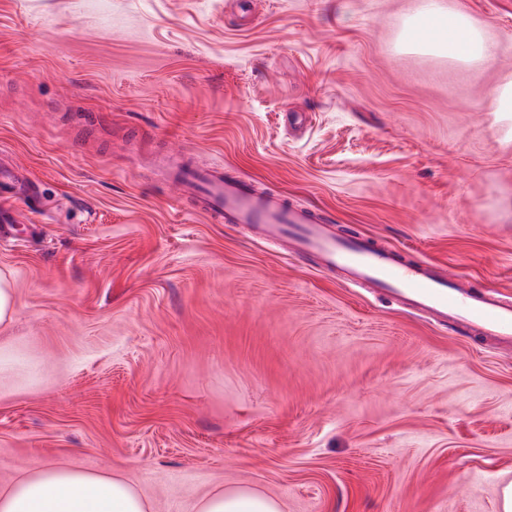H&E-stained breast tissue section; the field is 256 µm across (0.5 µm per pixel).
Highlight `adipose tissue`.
<instances>
[{"label":"adipose tissue","mask_w":512,"mask_h":512,"mask_svg":"<svg viewBox=\"0 0 512 512\" xmlns=\"http://www.w3.org/2000/svg\"><path fill=\"white\" fill-rule=\"evenodd\" d=\"M406 47L466 62L489 52L480 32L459 12L423 10L405 29ZM0 512H150V505L118 474L48 463L0 488ZM193 512H283L275 498L247 488H217Z\"/></svg>","instance_id":"ef3b65f1"}]
</instances>
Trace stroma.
<instances>
[{"label":"stroma","instance_id":"obj_1","mask_svg":"<svg viewBox=\"0 0 512 512\" xmlns=\"http://www.w3.org/2000/svg\"><path fill=\"white\" fill-rule=\"evenodd\" d=\"M426 0H0V152L41 205L0 273V487L49 462L152 512H499L512 347L451 333L207 221L221 164L337 229L512 297V0H436L492 48L398 47ZM14 314L13 288L10 280L0 274V325L11 322ZM192 512H283L282 504L247 488H217L199 499Z\"/></svg>","mask_w":512,"mask_h":512}]
</instances>
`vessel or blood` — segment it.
<instances>
[{
	"label": "vessel or blood",
	"instance_id": "b4317fda",
	"mask_svg": "<svg viewBox=\"0 0 512 512\" xmlns=\"http://www.w3.org/2000/svg\"><path fill=\"white\" fill-rule=\"evenodd\" d=\"M168 180L196 212L214 222L248 227L262 242L292 257L309 256L350 288H367L444 328L512 345V300L495 290L459 287L454 274L427 259H404L396 249L339 233L312 208L283 195L258 192L251 179L224 166L180 165Z\"/></svg>",
	"mask_w": 512,
	"mask_h": 512
}]
</instances>
